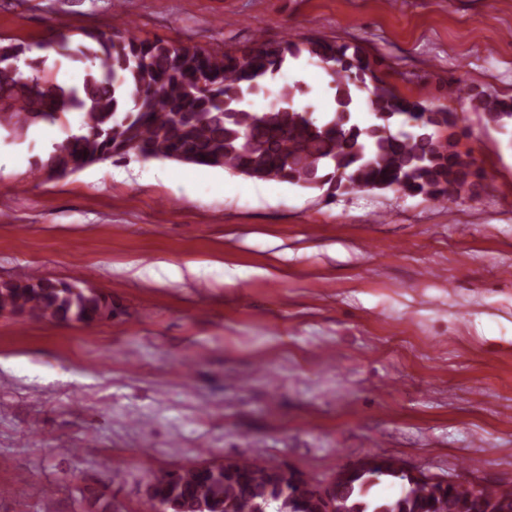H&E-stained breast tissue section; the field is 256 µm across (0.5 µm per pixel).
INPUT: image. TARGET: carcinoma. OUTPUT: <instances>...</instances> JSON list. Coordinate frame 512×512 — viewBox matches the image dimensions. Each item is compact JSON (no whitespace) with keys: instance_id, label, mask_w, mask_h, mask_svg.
I'll return each mask as SVG.
<instances>
[{"instance_id":"1","label":"carcinoma","mask_w":512,"mask_h":512,"mask_svg":"<svg viewBox=\"0 0 512 512\" xmlns=\"http://www.w3.org/2000/svg\"><path fill=\"white\" fill-rule=\"evenodd\" d=\"M74 54L89 59L82 85L47 81L40 61L20 57L32 47L0 39V130L23 135L41 123L80 114L86 133L58 146L40 168L65 175L134 155L240 172L260 182L327 188L331 195L380 189L390 181L409 195L454 204L477 194L480 169L458 149L456 123L396 93L359 48L320 39L258 40L212 53L163 39L123 32H87ZM326 64L335 76L334 108L317 121L292 106L304 93L298 82L281 86L276 105L253 112L245 95L301 55ZM368 90L372 122L354 121L358 93ZM496 124L512 121V98L472 97ZM401 125L397 132L393 127ZM112 305L75 285L31 273L0 284V313L50 317L91 325ZM401 482L394 496L372 489ZM319 485L264 460L242 456L221 464L168 470L146 491V512H317ZM340 512H512V496L462 483H428L399 460H372L345 473L329 489Z\"/></svg>"}]
</instances>
